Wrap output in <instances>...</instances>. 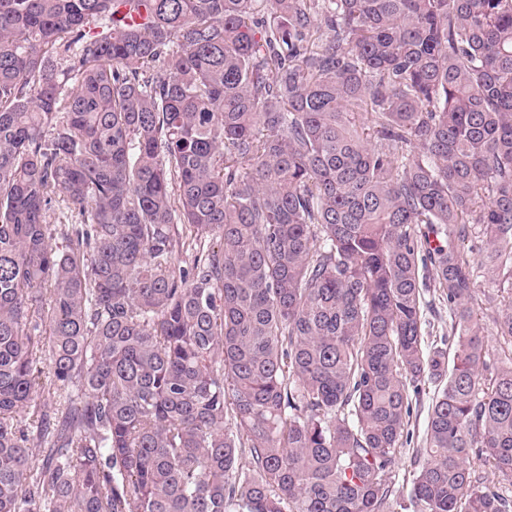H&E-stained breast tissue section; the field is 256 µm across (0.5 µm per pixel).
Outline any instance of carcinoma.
<instances>
[{
  "label": "carcinoma",
  "instance_id": "carcinoma-1",
  "mask_svg": "<svg viewBox=\"0 0 512 512\" xmlns=\"http://www.w3.org/2000/svg\"><path fill=\"white\" fill-rule=\"evenodd\" d=\"M489 472L512 0H0V512H512ZM425 388L427 394L423 396L420 405L416 406L413 402L412 415L407 426V429L409 430L410 433V442H408V444L405 445L404 449L402 450V459L397 488L399 487L401 496H404L406 500L410 492V484L407 483L406 481L403 482V475L405 472L407 474V472L409 470H412L413 468V466H411L412 448H421L422 446V439L424 437L425 429L428 422L429 407L431 406L433 387H431L430 385L428 389L426 385Z\"/></svg>",
  "mask_w": 512,
  "mask_h": 512
}]
</instances>
